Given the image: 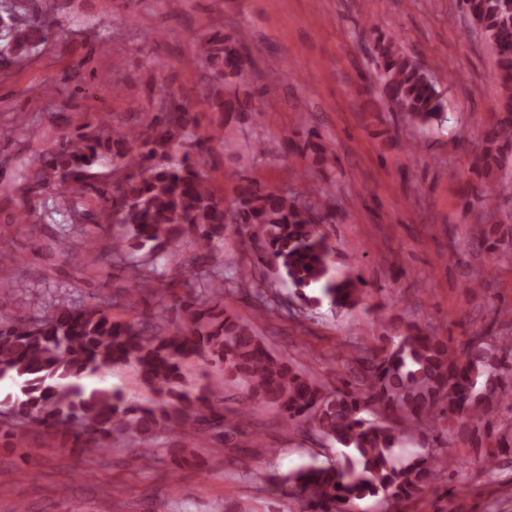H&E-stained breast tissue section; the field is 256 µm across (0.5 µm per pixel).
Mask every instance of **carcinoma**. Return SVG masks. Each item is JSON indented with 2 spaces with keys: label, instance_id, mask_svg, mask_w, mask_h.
Here are the masks:
<instances>
[{
  "label": "carcinoma",
  "instance_id": "obj_1",
  "mask_svg": "<svg viewBox=\"0 0 512 512\" xmlns=\"http://www.w3.org/2000/svg\"><path fill=\"white\" fill-rule=\"evenodd\" d=\"M477 23L495 60L501 96L494 111L503 114L485 134L480 158H496L501 145L512 144V0H460ZM60 27L55 10L44 12L33 0H0V66L15 65L31 50L46 45ZM190 63L209 70L212 80L198 98L212 112H256L245 101L230 98L229 88L243 80L247 69L242 45L219 31L192 38ZM376 67L389 102L412 123L423 126L444 112L443 93L430 75L394 39H378ZM163 106L140 130L100 119L55 143L54 147L19 167L22 188L45 185L71 199L87 196L94 207L83 217L93 224H117L108 252L73 248L68 231L57 240L59 253L84 267L121 257L126 242L150 245V259L123 267L136 287L149 285L159 298L171 288L165 253L169 246L189 241L194 252L193 279L205 287L167 308L179 322L162 332L135 318L116 321L108 308L74 305L59 296L51 312L26 317L12 311L13 302L0 300V382L14 391L0 401V439L27 459L38 453L31 437L54 435L72 455L90 449L100 453L129 436L149 442L168 431L182 443L202 434L218 445L234 440L224 428L208 387L188 386L182 359L208 354L224 368L226 384L242 392L255 411L279 408L286 423L335 443L336 458L326 464L301 467L273 476L283 494L301 512H357L358 502L388 497L406 506L418 503L436 488L438 465L458 461L435 455L404 459L397 449L416 433L453 422L457 416L487 415L512 410V338L493 327L458 348L448 337L427 334L415 323L394 339L363 350L351 377L332 388L293 362L273 354L253 322L220 309L221 300L256 283L258 268L271 264L285 274L307 305L322 300L336 308H354L365 301V281L352 272L331 274V249L310 197L325 198L322 183H310L290 195L288 190L262 186L249 174L238 180L232 205L216 194L204 169L208 143L224 139L223 131L198 132L197 109L187 100L164 93ZM300 129L313 162L325 160V150L310 141L307 123ZM112 177L96 184L95 170ZM235 225L252 246V261L232 277L221 263L224 229ZM322 284V297L303 290ZM134 364L143 386L152 394L134 400L108 386L86 384L104 379L118 364ZM511 433L481 459L482 469L496 468L500 454L512 452Z\"/></svg>",
  "mask_w": 512,
  "mask_h": 512
}]
</instances>
